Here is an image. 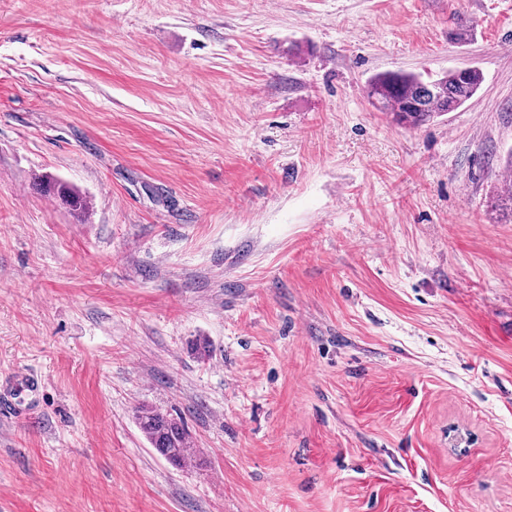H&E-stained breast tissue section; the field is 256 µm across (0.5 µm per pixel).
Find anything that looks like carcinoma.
<instances>
[{
  "mask_svg": "<svg viewBox=\"0 0 512 512\" xmlns=\"http://www.w3.org/2000/svg\"><path fill=\"white\" fill-rule=\"evenodd\" d=\"M482 83L476 68L450 70L435 79L423 80L414 74L384 73L375 76L367 96L393 120L405 127H418L472 99ZM41 185L72 211L86 213L87 197L65 182L49 175L39 177ZM138 427L148 444L174 467H183L194 454L184 423L152 410L137 415Z\"/></svg>",
  "mask_w": 512,
  "mask_h": 512,
  "instance_id": "obj_1",
  "label": "carcinoma"
}]
</instances>
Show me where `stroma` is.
I'll return each mask as SVG.
<instances>
[{"instance_id": "35a3bbf8", "label": "stroma", "mask_w": 512, "mask_h": 512, "mask_svg": "<svg viewBox=\"0 0 512 512\" xmlns=\"http://www.w3.org/2000/svg\"><path fill=\"white\" fill-rule=\"evenodd\" d=\"M511 148L512 0H0V512H512ZM476 68L448 70L435 79L414 74L384 73L375 76L367 96L383 112L405 127H418L472 99L482 83ZM39 180L41 185L46 187L49 194H51L55 199L60 200L62 204L67 205L70 210L83 213L89 211L90 202L87 200V197L67 183L49 175H42L39 177ZM42 384L41 377L33 373L19 376L8 386L11 394L0 401V415L15 418L29 413L26 398L38 391ZM138 427L148 444L174 467H183L194 454L181 420L152 410L139 411Z\"/></svg>"}]
</instances>
